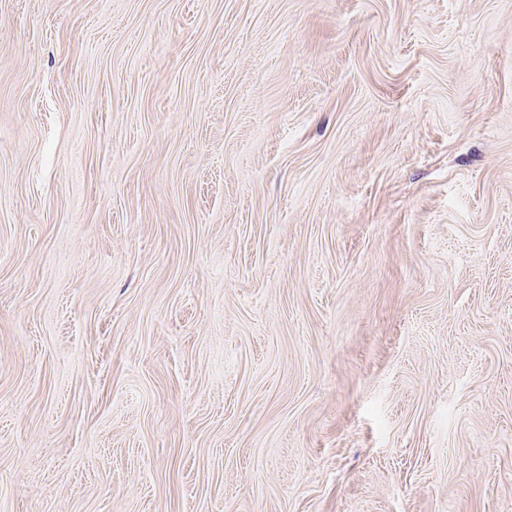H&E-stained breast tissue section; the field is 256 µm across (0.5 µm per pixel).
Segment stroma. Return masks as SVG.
Listing matches in <instances>:
<instances>
[{
	"label": "stroma",
	"mask_w": 512,
	"mask_h": 512,
	"mask_svg": "<svg viewBox=\"0 0 512 512\" xmlns=\"http://www.w3.org/2000/svg\"><path fill=\"white\" fill-rule=\"evenodd\" d=\"M0 512H512V0H0Z\"/></svg>",
	"instance_id": "1"
}]
</instances>
